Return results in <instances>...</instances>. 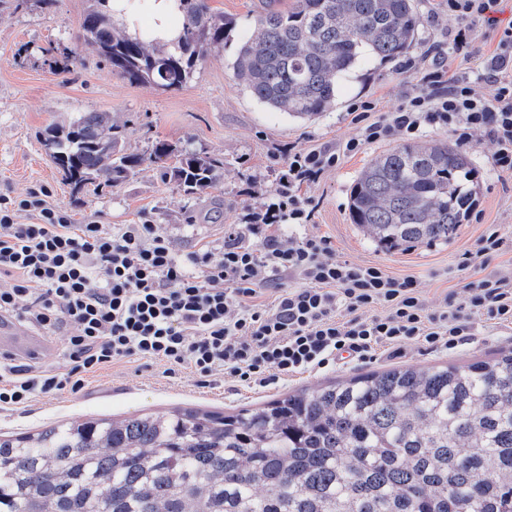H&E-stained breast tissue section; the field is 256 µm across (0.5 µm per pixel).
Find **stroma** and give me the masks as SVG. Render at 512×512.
<instances>
[{"mask_svg":"<svg viewBox=\"0 0 512 512\" xmlns=\"http://www.w3.org/2000/svg\"><path fill=\"white\" fill-rule=\"evenodd\" d=\"M421 25L409 58L422 59L428 49L440 50L454 75L476 76L480 60L493 53L498 38L475 23L476 54L467 58L448 50L453 19L444 0H414ZM226 22L224 42L214 47L191 81L178 90L132 84L113 75L97 52L77 39L79 22L89 0H56L43 11L38 0H24L16 10L0 13V195L25 196L45 189L52 205L66 209L74 223L160 225L179 253L196 243L222 246L224 228L237 223L247 209L271 199L282 157L289 146L317 147L355 135L349 107L371 99L381 106L400 104L415 80L400 64L362 60L338 90L334 111L302 122L257 102L233 76L232 63L241 41L255 31V18L266 0H208ZM73 49L79 61L67 77L49 68L42 48ZM75 112H109L127 123V151L149 154L153 144L166 140L181 147L222 158L224 178L217 186L194 196L185 195L165 180L154 166L142 170L122 186L87 185L80 197L72 192L47 156L41 129ZM390 142L368 145L345 159L339 169L307 188L318 209L311 232L327 236L336 253L353 263H378L393 274L417 278L428 303L457 290L459 279L449 275L462 254L475 248L479 237L499 230L506 244L486 268L464 271L477 279L487 272L512 270V178L491 167L493 146L481 140L468 152L480 175V193L467 224L445 247L417 245L407 252L388 254L359 232L349 219L348 201L359 172ZM512 348V330L480 322L470 343L448 349L407 346L403 355L386 354L366 361H338L301 374L282 376L265 388L250 389L230 376L200 377L190 370L126 359L87 376L75 394L39 397L19 409H0V432H34L43 425L84 416L122 418L144 412L208 408L234 412L294 390L316 386L401 363L434 365L462 363Z\"/></svg>","mask_w":512,"mask_h":512,"instance_id":"obj_1","label":"stroma"}]
</instances>
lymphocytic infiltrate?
Wrapping results in <instances>:
<instances>
[{
  "instance_id": "1",
  "label": "lymphocytic infiltrate",
  "mask_w": 512,
  "mask_h": 512,
  "mask_svg": "<svg viewBox=\"0 0 512 512\" xmlns=\"http://www.w3.org/2000/svg\"><path fill=\"white\" fill-rule=\"evenodd\" d=\"M456 24L448 45L468 55L471 24L495 25L498 0H446ZM416 70L418 86L398 106L377 112L353 104L355 137L315 149L289 147L274 202L229 225L221 247L178 255L157 225L72 223L44 190L0 195V317L65 338V363L44 368L0 362V408L40 394L78 391L86 373L138 357L211 376L266 386L351 356L400 355L410 343L454 348L478 320L512 328V272L463 283L428 307L415 277L337 256L328 237L307 232L315 208L300 193L372 143L445 131L462 148L493 145L491 165L512 177V24L504 27L479 79L448 75L439 59ZM303 233L283 238V223ZM297 287L278 288L280 275Z\"/></svg>"
}]
</instances>
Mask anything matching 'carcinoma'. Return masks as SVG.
<instances>
[{
	"label": "carcinoma",
	"mask_w": 512,
	"mask_h": 512,
	"mask_svg": "<svg viewBox=\"0 0 512 512\" xmlns=\"http://www.w3.org/2000/svg\"><path fill=\"white\" fill-rule=\"evenodd\" d=\"M148 2L92 0L78 38L129 82L180 89L224 43V20L208 0H176L178 35L161 44L138 29ZM418 25L414 0H296L258 16L233 69L259 103L310 120L336 107L361 57H402ZM44 52L57 74L73 71L77 56ZM124 139L112 113L76 112L49 123L42 144L76 195L119 186L146 163L187 195L224 178L220 158L165 140L145 157ZM479 187L448 141L407 142L361 171L349 218L387 253L446 245ZM0 512H512V350L393 366L228 414L174 409L1 434Z\"/></svg>",
	"instance_id": "1"
}]
</instances>
